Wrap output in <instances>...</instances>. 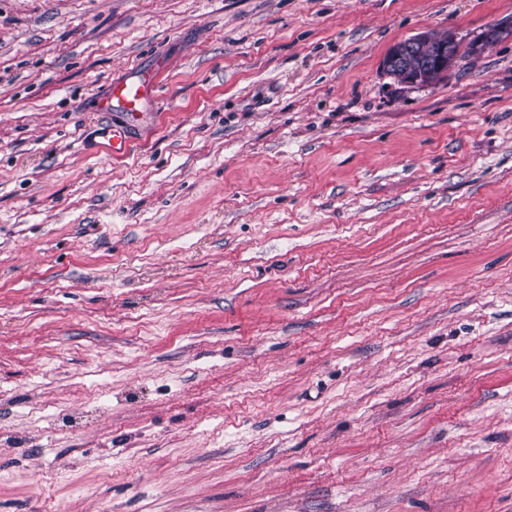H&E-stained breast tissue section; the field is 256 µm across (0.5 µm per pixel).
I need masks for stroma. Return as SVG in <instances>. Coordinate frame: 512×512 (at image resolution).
<instances>
[{
  "label": "stroma",
  "instance_id": "obj_1",
  "mask_svg": "<svg viewBox=\"0 0 512 512\" xmlns=\"http://www.w3.org/2000/svg\"><path fill=\"white\" fill-rule=\"evenodd\" d=\"M493 23L0 0V512H512V37L380 69ZM505 33L512 36V27L506 30L499 24H493L478 40L465 42L451 29L443 33L421 31L395 43L384 56L381 70L396 85L426 86L447 77L463 60L459 53L462 44L468 46L469 58L479 57ZM161 82L158 70H141L133 77L112 83L108 97L100 103L102 112H145L159 97ZM100 131L101 147L106 156L119 159L129 152L130 140L122 129L113 126L111 123L102 127Z\"/></svg>",
  "mask_w": 512,
  "mask_h": 512
}]
</instances>
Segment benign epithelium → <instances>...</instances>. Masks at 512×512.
<instances>
[{
	"instance_id": "1",
	"label": "benign epithelium",
	"mask_w": 512,
	"mask_h": 512,
	"mask_svg": "<svg viewBox=\"0 0 512 512\" xmlns=\"http://www.w3.org/2000/svg\"><path fill=\"white\" fill-rule=\"evenodd\" d=\"M505 34L512 36V27L506 30L498 24L488 26L479 39L467 43L469 56H480ZM462 44L464 40L451 29L443 33L418 32L388 50L381 63L382 73L403 87L429 85L448 76L462 61L459 53Z\"/></svg>"
}]
</instances>
